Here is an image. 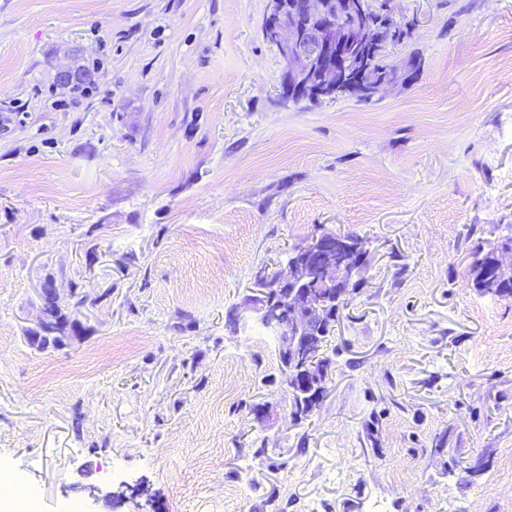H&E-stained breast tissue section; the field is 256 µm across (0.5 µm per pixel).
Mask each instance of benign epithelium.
Masks as SVG:
<instances>
[{"label": "benign epithelium", "mask_w": 512, "mask_h": 512, "mask_svg": "<svg viewBox=\"0 0 512 512\" xmlns=\"http://www.w3.org/2000/svg\"><path fill=\"white\" fill-rule=\"evenodd\" d=\"M396 0H269L264 36L283 63L281 95L320 104L341 92L370 105L381 92L401 83V71L366 83L361 76L380 48L404 38L414 21H394ZM495 282L512 280V249H494ZM363 246L322 233L291 250L289 274L277 271L261 285L260 320L280 341L289 389L314 392L321 402V379L310 363L313 340L336 324L330 304L347 296L365 264Z\"/></svg>", "instance_id": "1"}]
</instances>
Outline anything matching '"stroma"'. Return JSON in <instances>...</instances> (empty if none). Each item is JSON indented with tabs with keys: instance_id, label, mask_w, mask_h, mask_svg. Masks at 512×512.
<instances>
[{
	"instance_id": "obj_1",
	"label": "stroma",
	"mask_w": 512,
	"mask_h": 512,
	"mask_svg": "<svg viewBox=\"0 0 512 512\" xmlns=\"http://www.w3.org/2000/svg\"><path fill=\"white\" fill-rule=\"evenodd\" d=\"M268 0H0V470L38 512H512V0H397L377 103L284 100ZM367 263L293 419L256 283ZM71 320L30 338L46 289ZM506 245L512 247V233L510 236H504L498 241L497 246ZM496 246V247H497ZM493 248L495 253V270L492 280L495 282L511 281L512 280V249H499ZM492 250L485 252L484 248L478 244L472 251L473 259L470 264L469 272H471V281L474 288L478 289L482 293H487V288L484 287V283L479 279L477 272H474L478 266L487 265L491 260Z\"/></svg>"
}]
</instances>
